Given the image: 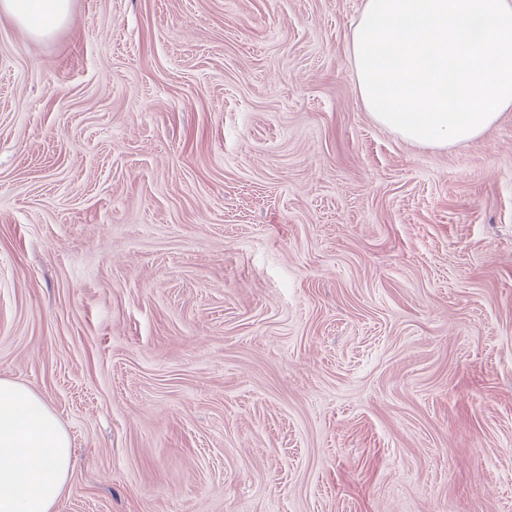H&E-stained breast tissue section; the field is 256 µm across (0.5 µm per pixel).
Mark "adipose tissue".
<instances>
[{
  "instance_id": "1",
  "label": "adipose tissue",
  "mask_w": 512,
  "mask_h": 512,
  "mask_svg": "<svg viewBox=\"0 0 512 512\" xmlns=\"http://www.w3.org/2000/svg\"><path fill=\"white\" fill-rule=\"evenodd\" d=\"M69 9L70 0H0V15L40 37ZM72 467L69 436L52 409L30 388L0 378V512H54Z\"/></svg>"
}]
</instances>
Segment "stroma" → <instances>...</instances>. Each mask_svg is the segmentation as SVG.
<instances>
[{
	"label": "stroma",
	"mask_w": 512,
	"mask_h": 512,
	"mask_svg": "<svg viewBox=\"0 0 512 512\" xmlns=\"http://www.w3.org/2000/svg\"><path fill=\"white\" fill-rule=\"evenodd\" d=\"M363 0L0 17V377L56 512H512V112L364 109ZM71 442L30 388L0 378V512H54L69 487Z\"/></svg>",
	"instance_id": "obj_1"
}]
</instances>
